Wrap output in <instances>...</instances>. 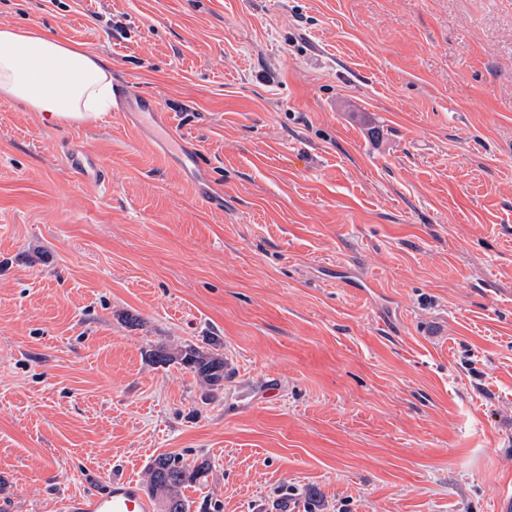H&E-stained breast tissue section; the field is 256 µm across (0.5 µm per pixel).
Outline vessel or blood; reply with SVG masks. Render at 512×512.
<instances>
[{
    "mask_svg": "<svg viewBox=\"0 0 512 512\" xmlns=\"http://www.w3.org/2000/svg\"><path fill=\"white\" fill-rule=\"evenodd\" d=\"M114 104L118 111L135 112L145 121L157 119L160 108L156 96L130 95L125 87L114 89ZM67 164L77 174L104 184L106 175L90 151L68 149ZM64 512H152L148 494L129 478H112L106 489L98 493L74 494L63 502Z\"/></svg>",
    "mask_w": 512,
    "mask_h": 512,
    "instance_id": "1",
    "label": "vessel or blood"
}]
</instances>
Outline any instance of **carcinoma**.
Wrapping results in <instances>:
<instances>
[{"instance_id": "carcinoma-1", "label": "carcinoma", "mask_w": 512, "mask_h": 512, "mask_svg": "<svg viewBox=\"0 0 512 512\" xmlns=\"http://www.w3.org/2000/svg\"><path fill=\"white\" fill-rule=\"evenodd\" d=\"M148 360L158 367L177 365L195 375L209 391L224 386L229 377L225 368L224 355L219 353L218 341L210 338L199 345H155L147 351ZM206 462L190 465L178 453H162L150 464L149 489L161 497V512H187L182 488L204 477Z\"/></svg>"}]
</instances>
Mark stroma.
I'll list each match as a JSON object with an SVG mask.
<instances>
[{"mask_svg": "<svg viewBox=\"0 0 512 512\" xmlns=\"http://www.w3.org/2000/svg\"><path fill=\"white\" fill-rule=\"evenodd\" d=\"M3 27L158 96L200 164L0 96V512L166 452L208 464L189 512H500L512 0H0ZM206 336L213 398L144 356ZM67 164L77 174L101 185L106 184V175L96 158L88 150L70 148L67 150Z\"/></svg>", "mask_w": 512, "mask_h": 512, "instance_id": "obj_1", "label": "stroma"}]
</instances>
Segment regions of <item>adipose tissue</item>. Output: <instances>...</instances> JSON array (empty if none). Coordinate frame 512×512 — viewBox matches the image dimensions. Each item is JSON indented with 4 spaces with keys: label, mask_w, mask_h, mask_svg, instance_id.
<instances>
[{
    "label": "adipose tissue",
    "mask_w": 512,
    "mask_h": 512,
    "mask_svg": "<svg viewBox=\"0 0 512 512\" xmlns=\"http://www.w3.org/2000/svg\"><path fill=\"white\" fill-rule=\"evenodd\" d=\"M0 95L65 121L112 106L103 61L42 31L0 29Z\"/></svg>",
    "instance_id": "ef3b65f1"
}]
</instances>
